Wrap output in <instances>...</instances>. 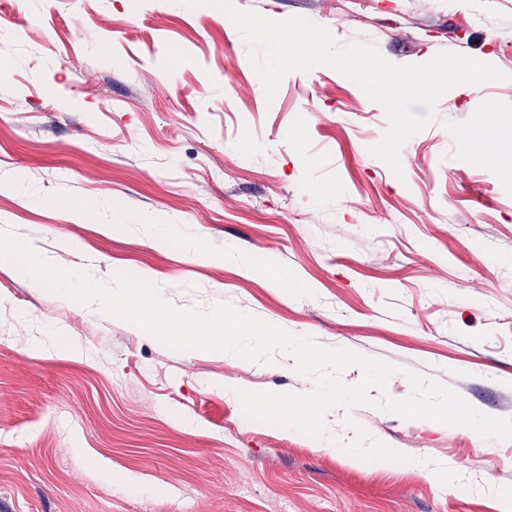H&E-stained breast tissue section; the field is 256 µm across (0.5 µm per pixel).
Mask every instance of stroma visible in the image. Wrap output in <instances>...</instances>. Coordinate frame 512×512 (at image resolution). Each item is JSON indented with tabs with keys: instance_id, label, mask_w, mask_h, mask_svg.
<instances>
[{
	"instance_id": "35a3bbf8",
	"label": "stroma",
	"mask_w": 512,
	"mask_h": 512,
	"mask_svg": "<svg viewBox=\"0 0 512 512\" xmlns=\"http://www.w3.org/2000/svg\"><path fill=\"white\" fill-rule=\"evenodd\" d=\"M235 3L395 63L454 51L509 79L448 91L402 147L400 180L369 152L379 105L327 67L267 100L215 8L0 0V229L55 265L147 273L177 308L225 302L512 417V165L497 160L512 154V0ZM156 224L207 260L158 244ZM311 387L284 354L177 352L0 260V512H180L185 498L193 512H500L512 440L357 407L328 414L329 431L353 418L389 454L352 463L247 420L235 394ZM108 466L140 486L115 489Z\"/></svg>"
}]
</instances>
